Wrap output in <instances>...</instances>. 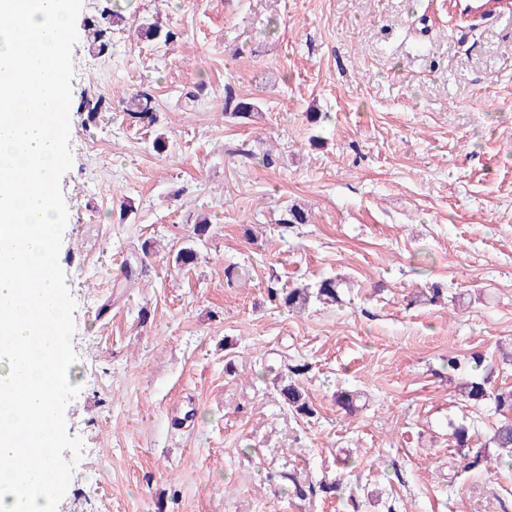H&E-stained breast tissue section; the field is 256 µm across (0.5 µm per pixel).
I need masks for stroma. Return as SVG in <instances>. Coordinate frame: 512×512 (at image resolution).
Here are the masks:
<instances>
[{
  "label": "stroma",
  "mask_w": 512,
  "mask_h": 512,
  "mask_svg": "<svg viewBox=\"0 0 512 512\" xmlns=\"http://www.w3.org/2000/svg\"><path fill=\"white\" fill-rule=\"evenodd\" d=\"M146 17L181 38L138 39ZM76 29L59 262L84 448L58 512H512L494 405L447 365L480 353L512 386V10L83 0ZM228 90L260 112L224 116ZM142 91L150 126L122 110ZM292 207L308 223L283 227ZM328 277L338 301L298 313L269 293ZM293 379L313 416L284 403Z\"/></svg>",
  "instance_id": "1"
}]
</instances>
